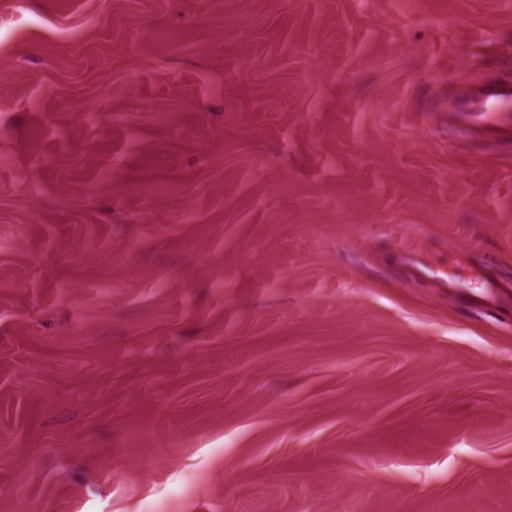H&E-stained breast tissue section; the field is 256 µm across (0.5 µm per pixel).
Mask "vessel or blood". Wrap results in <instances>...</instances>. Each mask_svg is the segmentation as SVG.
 Masks as SVG:
<instances>
[{"label":"vessel or blood","instance_id":"1","mask_svg":"<svg viewBox=\"0 0 512 512\" xmlns=\"http://www.w3.org/2000/svg\"><path fill=\"white\" fill-rule=\"evenodd\" d=\"M450 119L462 127L488 135L512 133V86L494 82L474 86L466 96L452 104ZM415 271L419 276L430 278L435 287L448 289L455 285L453 277L441 270L437 260L416 263ZM469 279L484 308L512 303V292L506 285L491 279L485 270L471 269Z\"/></svg>","mask_w":512,"mask_h":512}]
</instances>
